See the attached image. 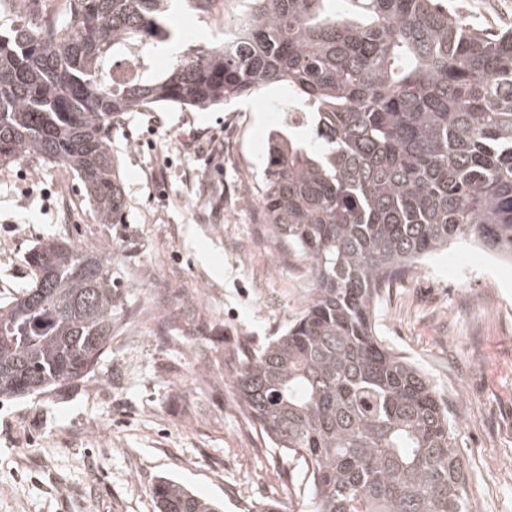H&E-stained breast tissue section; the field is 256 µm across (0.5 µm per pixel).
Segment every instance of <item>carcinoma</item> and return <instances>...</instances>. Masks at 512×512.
<instances>
[{
	"label": "carcinoma",
	"instance_id": "obj_1",
	"mask_svg": "<svg viewBox=\"0 0 512 512\" xmlns=\"http://www.w3.org/2000/svg\"><path fill=\"white\" fill-rule=\"evenodd\" d=\"M43 0L0 28V165L63 162L103 224L125 223L112 130L151 107L209 109L286 87L312 143L272 135L261 203L312 278L301 315L240 363L231 387L301 466L310 512H469L448 411L415 363L375 336L374 302L458 239L512 260V31L445 0H244L247 34L147 74L174 50L168 0ZM33 282L0 303V399L89 377L112 341L111 256L31 248ZM157 512H222L161 477Z\"/></svg>",
	"mask_w": 512,
	"mask_h": 512
}]
</instances>
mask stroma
<instances>
[{
  "instance_id": "1",
  "label": "stroma",
  "mask_w": 512,
  "mask_h": 512,
  "mask_svg": "<svg viewBox=\"0 0 512 512\" xmlns=\"http://www.w3.org/2000/svg\"><path fill=\"white\" fill-rule=\"evenodd\" d=\"M243 0L196 13L174 0L179 51L220 43ZM467 24L512 29V0H448ZM287 90L270 87L218 108L131 112L112 132L125 200L101 224L77 175L60 162L0 167V298L27 287L29 249L66 239L112 255L119 301L112 341L88 379L0 400V512H155L150 489L171 477L224 512H309L301 467L246 419L228 378L281 335L312 282L263 222L261 191L273 133L290 125ZM458 240L382 289V343L428 376L465 460L470 512H512V261L459 283L447 255Z\"/></svg>"
}]
</instances>
